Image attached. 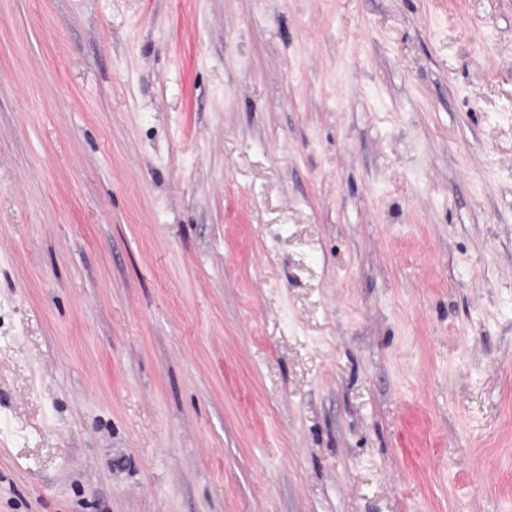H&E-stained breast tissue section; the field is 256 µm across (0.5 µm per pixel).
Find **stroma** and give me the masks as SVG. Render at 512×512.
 Returning a JSON list of instances; mask_svg holds the SVG:
<instances>
[{
  "mask_svg": "<svg viewBox=\"0 0 512 512\" xmlns=\"http://www.w3.org/2000/svg\"><path fill=\"white\" fill-rule=\"evenodd\" d=\"M0 512H512V0H0Z\"/></svg>",
  "mask_w": 512,
  "mask_h": 512,
  "instance_id": "stroma-1",
  "label": "stroma"
}]
</instances>
